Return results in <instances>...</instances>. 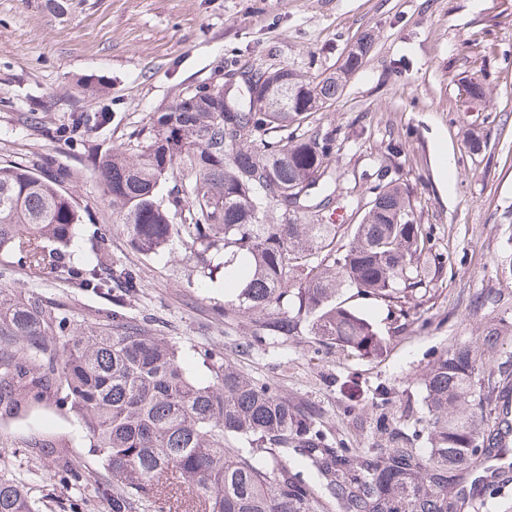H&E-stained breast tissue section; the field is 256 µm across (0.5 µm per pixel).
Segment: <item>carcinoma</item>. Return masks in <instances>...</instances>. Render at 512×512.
Masks as SVG:
<instances>
[{
    "label": "carcinoma",
    "mask_w": 512,
    "mask_h": 512,
    "mask_svg": "<svg viewBox=\"0 0 512 512\" xmlns=\"http://www.w3.org/2000/svg\"><path fill=\"white\" fill-rule=\"evenodd\" d=\"M369 48L364 41L347 55L340 78L250 69L261 91L242 99V111H224V85L213 84L187 107L178 97L154 113L136 152H88L133 247L156 255L179 239L204 277L233 290L224 315L251 316L256 341L305 327L349 355L379 358L385 338L338 300L340 290L379 299L398 323L422 284L432 234L417 222L408 188L388 166L360 222L334 223L336 130L309 125ZM74 179L47 161L0 165V249L33 269L54 266L81 223L65 188ZM74 275L95 290L118 281V307L139 288L127 269ZM502 332L493 324L480 344L446 349L430 365L428 450L408 447V435L379 415L385 447L352 455L318 428L312 410L240 374L228 357L205 354L211 376L200 383L176 344L117 310L112 326L87 334L29 293L0 290V419L52 405L80 419L103 472L75 462L53 434L26 447L52 457L72 489L91 491L108 512H465L490 488L488 462L512 467V410L503 404L489 424L474 385L479 349L494 347ZM0 512H38L26 480L0 475Z\"/></svg>",
    "instance_id": "obj_1"
}]
</instances>
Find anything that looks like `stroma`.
I'll return each mask as SVG.
<instances>
[{"instance_id":"35a3bbf8","label":"stroma","mask_w":512,"mask_h":512,"mask_svg":"<svg viewBox=\"0 0 512 512\" xmlns=\"http://www.w3.org/2000/svg\"><path fill=\"white\" fill-rule=\"evenodd\" d=\"M372 47L361 67L313 126L336 128L338 214L358 223L374 173L401 144L396 175L411 193L418 223L434 247L424 288L394 329L385 305L344 289L341 298L373 319L389 347L366 360L303 332L244 349L250 319L225 316L224 286L210 282L180 241L163 253L136 251L103 199L85 151L128 149L178 95L245 68L286 67L306 76L335 71L361 36ZM483 76L485 102L469 106L465 86ZM112 114L95 124L96 112ZM88 121L76 141L57 130L72 113ZM478 136L479 151L468 139ZM49 157L81 171L69 187L82 215L74 246L57 269L37 271L0 251V287L30 290L54 304L70 328L95 330L112 313L111 293L78 288L70 271L89 263L132 270L139 290L126 316L180 348L182 366L206 381L204 351L232 356L243 375L316 410L321 428L345 447L385 441L366 409L379 411L423 447V377L456 345L480 343L488 326L507 330L482 352L481 388L512 385V0H0V165L33 166ZM495 303L481 305L484 294ZM48 430L73 459L99 463L79 420L52 407L26 421H0V448L14 449V474L31 476L40 512H74V497L52 458L25 449Z\"/></svg>"}]
</instances>
